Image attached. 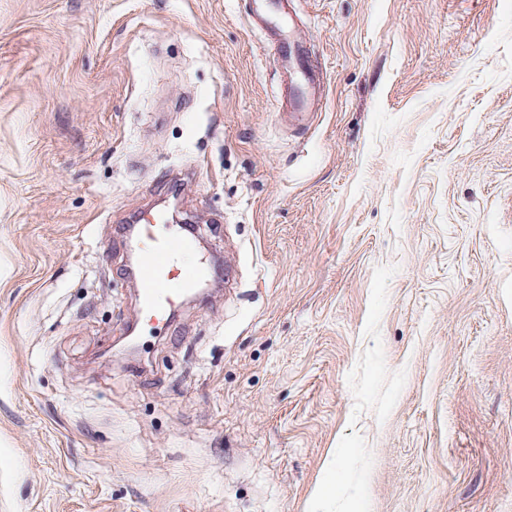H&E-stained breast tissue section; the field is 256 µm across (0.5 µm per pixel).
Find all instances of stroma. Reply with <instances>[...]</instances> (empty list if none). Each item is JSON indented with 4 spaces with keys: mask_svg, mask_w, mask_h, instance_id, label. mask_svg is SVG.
I'll return each mask as SVG.
<instances>
[{
    "mask_svg": "<svg viewBox=\"0 0 512 512\" xmlns=\"http://www.w3.org/2000/svg\"><path fill=\"white\" fill-rule=\"evenodd\" d=\"M248 2L0 0V512H512V0H289L307 129ZM278 56L284 63L287 94L286 106L290 105L294 110H306L312 97L321 94L322 91V73L310 63L308 54H305L301 48L290 44L288 41H281L277 47ZM296 67L302 75L300 84H293L292 73L289 70ZM288 73L290 76V91L288 87ZM138 220L143 250L152 256L151 265L143 272L146 288L140 299L141 314L149 325L168 331L180 299L210 275V268L184 261L193 250V241L166 224L160 212L145 209Z\"/></svg>",
    "mask_w": 512,
    "mask_h": 512,
    "instance_id": "35a3bbf8",
    "label": "stroma"
}]
</instances>
